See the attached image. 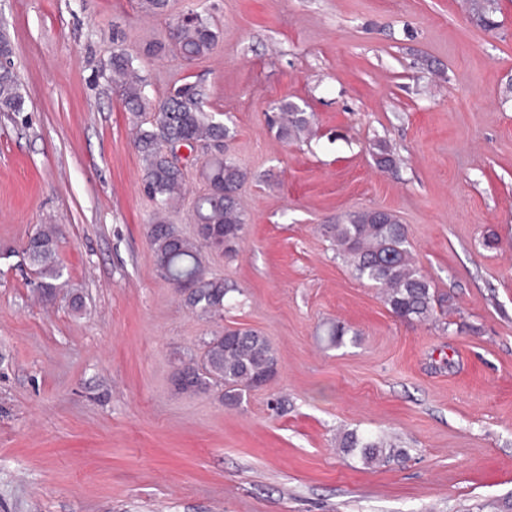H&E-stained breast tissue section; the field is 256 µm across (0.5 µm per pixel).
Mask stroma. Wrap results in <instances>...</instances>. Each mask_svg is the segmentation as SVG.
I'll use <instances>...</instances> for the list:
<instances>
[{
  "label": "stroma",
  "instance_id": "stroma-1",
  "mask_svg": "<svg viewBox=\"0 0 512 512\" xmlns=\"http://www.w3.org/2000/svg\"><path fill=\"white\" fill-rule=\"evenodd\" d=\"M212 6L217 43L184 61L170 34ZM500 26L464 0H0L26 98L0 112V512H507L512 502V0ZM123 53L145 79L135 115L109 80ZM199 82L250 179L224 314L192 313L147 240L153 204L138 124ZM314 116L302 142L268 121ZM392 146L395 167L370 146ZM205 152L185 162L170 223L195 231ZM384 208L450 306L396 318L320 227ZM53 225L52 298L24 249ZM344 325L342 345L327 329ZM268 337L278 372L225 405L177 390L224 328ZM344 430L396 434L408 456L368 467ZM470 21L483 29H495L498 22L495 15L499 10L498 0H467ZM277 115L273 118V124L277 127L280 137L285 140L301 139L308 134L312 126V116L304 112L298 105L290 101H281L274 108Z\"/></svg>",
  "mask_w": 512,
  "mask_h": 512
}]
</instances>
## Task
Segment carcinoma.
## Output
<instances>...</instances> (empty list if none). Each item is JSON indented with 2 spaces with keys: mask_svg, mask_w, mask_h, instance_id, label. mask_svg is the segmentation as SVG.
<instances>
[{
  "mask_svg": "<svg viewBox=\"0 0 512 512\" xmlns=\"http://www.w3.org/2000/svg\"><path fill=\"white\" fill-rule=\"evenodd\" d=\"M470 21L484 29L498 26V0H467ZM177 53L186 61L201 59L212 51L216 34L207 17L190 9L174 27ZM112 84L132 112L145 108L143 79L136 74L132 58L123 53L112 58ZM21 84L9 67L0 66V112L24 111ZM208 94L198 84L186 85L161 101L149 126L138 125L135 146L144 171V188L156 210L147 237L157 271L170 284L189 292L185 305L201 317L223 316L224 299L235 288L224 279L207 274L203 250L238 252L247 218L240 205V191L249 175L226 155L230 129L204 109ZM273 124L285 140L300 139L310 132L312 116L290 101L275 106ZM186 141L200 146L210 158L202 175L207 193L197 207L198 229L194 237L183 234L163 217L181 198L184 173L171 161L168 146ZM324 234L337 247V256L359 279L383 290L384 303L394 316L410 322H428L436 316L437 299L430 281L416 265L405 225L392 212L378 209L354 211L344 219L323 225ZM25 254L36 266L41 291L46 297L59 288L62 270L56 260L55 231L42 225L29 237ZM278 360L266 336L254 329H226L203 342L200 371L178 384L186 393L224 388V401L241 402L243 392L258 388L277 371ZM337 447L357 453L364 465L375 466L408 456L397 440L385 435H360L355 430L340 435Z\"/></svg>",
  "mask_w": 512,
  "mask_h": 512,
  "instance_id": "carcinoma-1",
  "label": "carcinoma"
}]
</instances>
